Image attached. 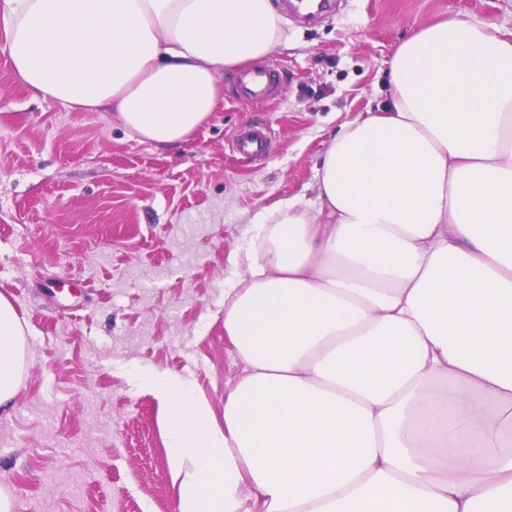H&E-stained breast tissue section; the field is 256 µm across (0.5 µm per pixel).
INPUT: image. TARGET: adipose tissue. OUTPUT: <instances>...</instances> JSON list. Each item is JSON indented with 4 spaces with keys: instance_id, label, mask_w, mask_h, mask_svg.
I'll return each mask as SVG.
<instances>
[{
    "instance_id": "1",
    "label": "adipose tissue",
    "mask_w": 512,
    "mask_h": 512,
    "mask_svg": "<svg viewBox=\"0 0 512 512\" xmlns=\"http://www.w3.org/2000/svg\"><path fill=\"white\" fill-rule=\"evenodd\" d=\"M285 24L274 0H0L22 83L162 147ZM388 88L386 112L331 138L314 202L254 216L224 290L245 374L223 416L149 380L179 512H512V38L422 26ZM25 357L0 296L2 414Z\"/></svg>"
}]
</instances>
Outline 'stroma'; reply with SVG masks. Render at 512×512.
I'll return each mask as SVG.
<instances>
[{
	"mask_svg": "<svg viewBox=\"0 0 512 512\" xmlns=\"http://www.w3.org/2000/svg\"><path fill=\"white\" fill-rule=\"evenodd\" d=\"M445 17L508 34L512 0H341L315 24L289 15L269 55L280 99L222 101L175 148L141 141L115 112L43 100L0 32V295L28 343L0 415V490L15 512H179L146 378L179 377L223 415L243 370L224 285L246 274L250 218L314 200L331 135L385 106L400 42ZM249 126L272 136L263 159L232 149Z\"/></svg>",
	"mask_w": 512,
	"mask_h": 512,
	"instance_id": "1",
	"label": "stroma"
}]
</instances>
